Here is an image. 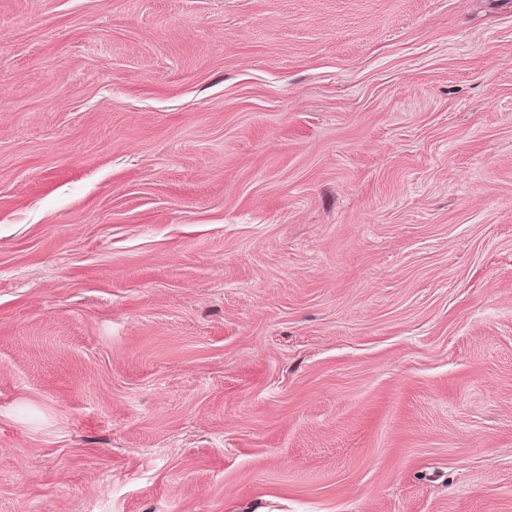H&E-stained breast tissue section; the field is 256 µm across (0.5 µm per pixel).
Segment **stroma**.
<instances>
[{
    "label": "stroma",
    "mask_w": 512,
    "mask_h": 512,
    "mask_svg": "<svg viewBox=\"0 0 512 512\" xmlns=\"http://www.w3.org/2000/svg\"><path fill=\"white\" fill-rule=\"evenodd\" d=\"M0 512H512V0H0Z\"/></svg>",
    "instance_id": "obj_1"
}]
</instances>
